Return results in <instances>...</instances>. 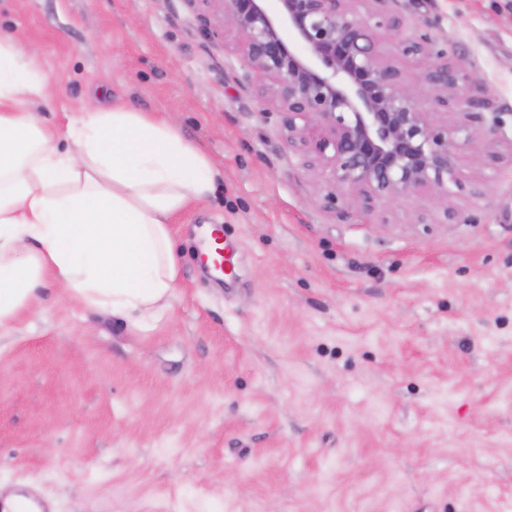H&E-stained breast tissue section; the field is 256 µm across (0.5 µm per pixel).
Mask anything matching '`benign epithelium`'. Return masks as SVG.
<instances>
[{"label":"benign epithelium","mask_w":512,"mask_h":512,"mask_svg":"<svg viewBox=\"0 0 512 512\" xmlns=\"http://www.w3.org/2000/svg\"><path fill=\"white\" fill-rule=\"evenodd\" d=\"M206 6L236 34L234 53L244 63L239 82L257 93L265 112H277L287 132L288 153L302 168L324 178L325 208L354 200L372 213L395 197L430 188L448 200L459 183L458 154L473 139V124L493 111L484 87L460 96L469 76L432 53L427 37L402 38L404 17L391 0H186ZM397 36L394 54H384L375 30ZM423 64L421 85L438 111L456 114L436 123L417 90L402 79L398 61Z\"/></svg>","instance_id":"7a95c632"}]
</instances>
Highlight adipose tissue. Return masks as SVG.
Masks as SVG:
<instances>
[{
    "label": "adipose tissue",
    "mask_w": 512,
    "mask_h": 512,
    "mask_svg": "<svg viewBox=\"0 0 512 512\" xmlns=\"http://www.w3.org/2000/svg\"><path fill=\"white\" fill-rule=\"evenodd\" d=\"M50 95L37 51L0 33V330L50 280L146 327L174 298L171 226L216 170L168 117L85 107L51 132L33 110Z\"/></svg>",
    "instance_id": "obj_1"
}]
</instances>
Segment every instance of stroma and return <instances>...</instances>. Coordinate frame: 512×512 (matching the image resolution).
Wrapping results in <instances>:
<instances>
[{"label":"stroma","instance_id":"obj_1","mask_svg":"<svg viewBox=\"0 0 512 512\" xmlns=\"http://www.w3.org/2000/svg\"><path fill=\"white\" fill-rule=\"evenodd\" d=\"M398 9L491 89L498 128L447 205L367 214L323 208L187 0H0L55 92L46 126L92 95L167 114L220 172L173 226L153 329L50 284L0 332V512H512V0ZM206 224L239 248L224 284L197 260Z\"/></svg>","mask_w":512,"mask_h":512}]
</instances>
